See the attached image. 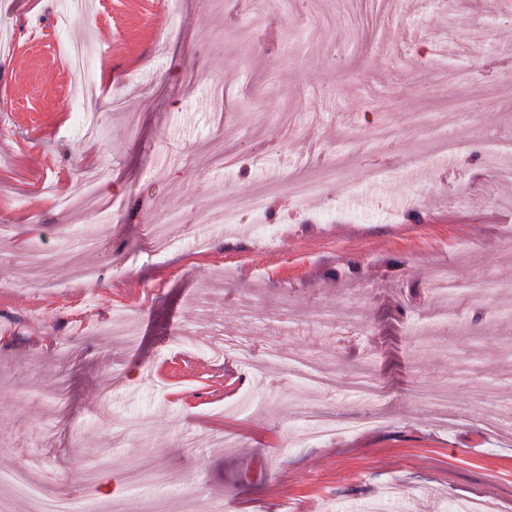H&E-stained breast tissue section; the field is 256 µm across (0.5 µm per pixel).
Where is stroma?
Returning <instances> with one entry per match:
<instances>
[{"instance_id":"obj_1","label":"stroma","mask_w":512,"mask_h":512,"mask_svg":"<svg viewBox=\"0 0 512 512\" xmlns=\"http://www.w3.org/2000/svg\"><path fill=\"white\" fill-rule=\"evenodd\" d=\"M85 2L0 0V473L97 512H512V157L476 142L512 133L503 0ZM421 113L470 150L439 154ZM377 124L392 139L369 140ZM98 170L103 221L68 203ZM297 178L322 186L298 209ZM235 192L258 207L229 234ZM159 225L172 244L153 256ZM83 237L48 272L26 259ZM442 263L480 288L432 295ZM117 314L136 346L102 334ZM212 336L247 339L249 363L210 355ZM273 344L319 358L331 389L292 381ZM359 372L372 397L349 388ZM442 392L454 423L432 413ZM306 406L340 432L307 437Z\"/></svg>"}]
</instances>
